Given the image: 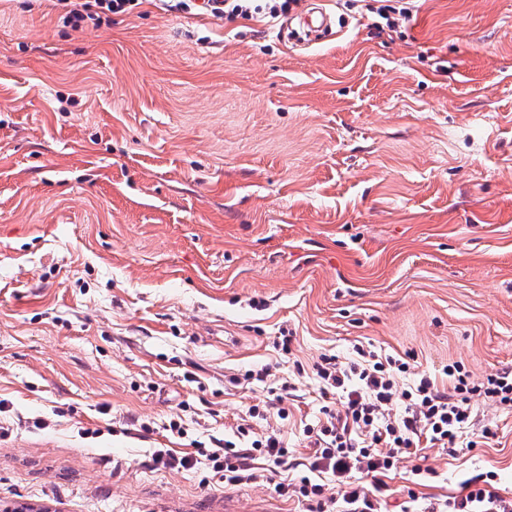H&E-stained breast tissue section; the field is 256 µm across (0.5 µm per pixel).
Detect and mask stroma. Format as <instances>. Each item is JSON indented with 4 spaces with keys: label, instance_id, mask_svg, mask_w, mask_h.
Masks as SVG:
<instances>
[{
    "label": "stroma",
    "instance_id": "35a3bbf8",
    "mask_svg": "<svg viewBox=\"0 0 512 512\" xmlns=\"http://www.w3.org/2000/svg\"><path fill=\"white\" fill-rule=\"evenodd\" d=\"M324 6L311 42L282 34L307 0L274 21L143 0L79 30L58 0H0V512H223L227 491L307 512L275 487L336 402L321 355L512 366V0H412L394 32ZM276 401L287 419L252 425L287 464L225 487L210 454ZM478 422L477 447L405 461L388 512L417 465L418 512L489 470L512 497V411Z\"/></svg>",
    "mask_w": 512,
    "mask_h": 512
}]
</instances>
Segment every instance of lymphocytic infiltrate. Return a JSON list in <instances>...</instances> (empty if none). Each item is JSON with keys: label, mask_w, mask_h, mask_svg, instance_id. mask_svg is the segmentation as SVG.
I'll return each instance as SVG.
<instances>
[{"label": "lymphocytic infiltrate", "mask_w": 512, "mask_h": 512, "mask_svg": "<svg viewBox=\"0 0 512 512\" xmlns=\"http://www.w3.org/2000/svg\"><path fill=\"white\" fill-rule=\"evenodd\" d=\"M65 20L73 28L82 22H100L103 13H123L135 0H59ZM300 0H201L200 9L214 18H252L266 14L276 18L290 13ZM326 387L333 389L340 405L325 410L324 421L305 427L311 449L309 472L298 483H279V495L293 494L307 501L311 512H381L377 498L384 478L396 471L402 460L422 451L424 446L453 449L473 417L476 402L512 409V368L507 367L472 381L458 362L448 365L449 386H440L430 375L418 374L413 387L398 390L397 380L410 370L409 362L377 352H360L350 363L321 357L314 366ZM287 448L276 435L252 440L249 448L237 449L225 441L223 454L212 461L223 464L224 480L243 485L255 480L248 461L259 455L281 465ZM336 477L340 496L328 495L324 484L312 480V473ZM464 493L453 500V512H512V499L497 487L495 472L468 478Z\"/></svg>", "instance_id": "1"}]
</instances>
